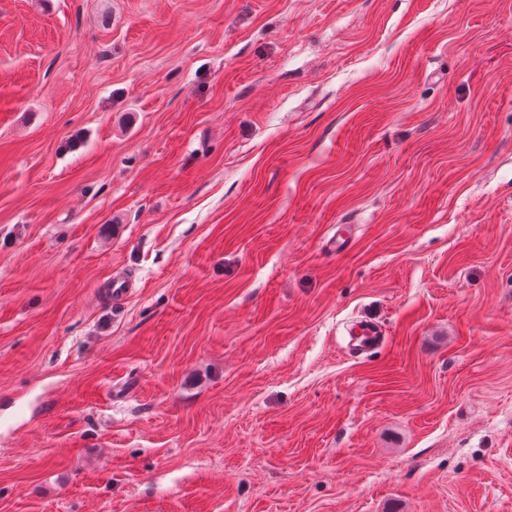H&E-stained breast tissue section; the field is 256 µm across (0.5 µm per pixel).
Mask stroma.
<instances>
[{
  "label": "stroma",
  "mask_w": 512,
  "mask_h": 512,
  "mask_svg": "<svg viewBox=\"0 0 512 512\" xmlns=\"http://www.w3.org/2000/svg\"><path fill=\"white\" fill-rule=\"evenodd\" d=\"M0 512H512V0H0ZM352 351L356 355H363L381 342L378 328L371 323L363 324L353 333Z\"/></svg>",
  "instance_id": "obj_1"
}]
</instances>
